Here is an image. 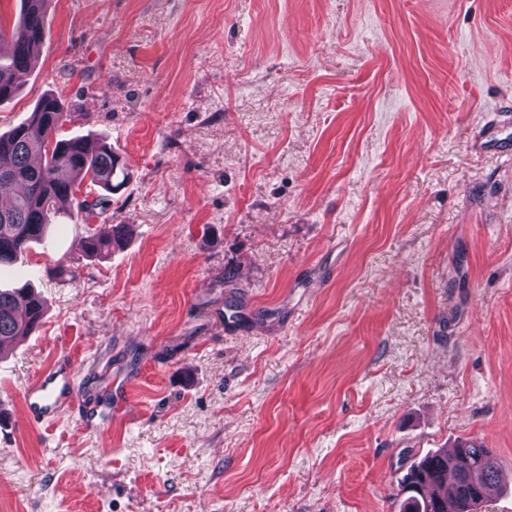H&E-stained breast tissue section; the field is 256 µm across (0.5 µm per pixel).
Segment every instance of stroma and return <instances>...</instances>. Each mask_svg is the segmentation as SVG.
I'll use <instances>...</instances> for the list:
<instances>
[{
  "mask_svg": "<svg viewBox=\"0 0 512 512\" xmlns=\"http://www.w3.org/2000/svg\"><path fill=\"white\" fill-rule=\"evenodd\" d=\"M0 133L60 97L127 179L0 268V512H399L430 450L512 512V0H50ZM125 224L102 258L83 237ZM234 268L225 282V268ZM67 358L72 411L23 395ZM127 383L128 415L112 381ZM28 302V311L17 312V305ZM45 301L27 288L0 289V348L19 336H28L41 324Z\"/></svg>",
  "mask_w": 512,
  "mask_h": 512,
  "instance_id": "obj_1",
  "label": "stroma"
}]
</instances>
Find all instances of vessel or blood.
Returning <instances> with one entry per match:
<instances>
[{"label": "vessel or blood", "mask_w": 512, "mask_h": 512, "mask_svg": "<svg viewBox=\"0 0 512 512\" xmlns=\"http://www.w3.org/2000/svg\"><path fill=\"white\" fill-rule=\"evenodd\" d=\"M73 377L68 360L59 358L51 362L25 393L29 419L49 421L69 410L77 401Z\"/></svg>", "instance_id": "b4317fda"}]
</instances>
